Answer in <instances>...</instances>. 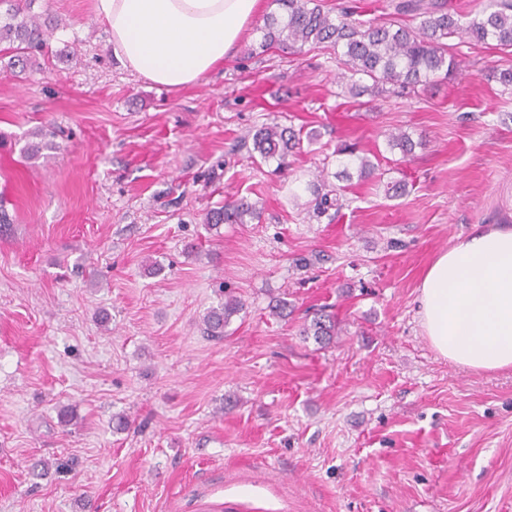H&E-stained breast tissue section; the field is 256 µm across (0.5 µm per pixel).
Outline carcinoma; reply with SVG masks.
<instances>
[{
    "label": "carcinoma",
    "mask_w": 512,
    "mask_h": 512,
    "mask_svg": "<svg viewBox=\"0 0 512 512\" xmlns=\"http://www.w3.org/2000/svg\"><path fill=\"white\" fill-rule=\"evenodd\" d=\"M8 4L0 21V58L24 73L37 65L48 38L60 29L55 18L44 19L32 13L35 0H0ZM283 10L266 17L263 39L298 52L307 44H327L336 49V62L348 73L347 93L357 99L365 94L416 92L428 85L440 72L460 70L461 63L450 53L448 40L492 41L501 49H512V0H490L481 14L464 23L448 0H399L387 21L375 23L357 18L352 5L337 9L336 15L323 9L320 0H273ZM410 17L414 24L405 23ZM300 134L277 122L265 124L253 134V151L264 160L275 159L278 166L300 148ZM387 144L405 156L412 154L415 143L402 131H391ZM54 133L45 128L31 132L20 153L30 163L50 159L57 152ZM343 171L355 167L359 177L369 179L376 166L358 154L353 144L336 150ZM256 204L244 199H227L224 205L207 211L209 228L222 224H247L258 218ZM243 309L235 296L224 297V304L207 311L203 317L210 336L224 335L229 318ZM303 333L319 343H328L336 335L335 319L323 312L313 316Z\"/></svg>",
    "instance_id": "cac0c4a2"
}]
</instances>
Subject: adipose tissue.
<instances>
[{
  "mask_svg": "<svg viewBox=\"0 0 512 512\" xmlns=\"http://www.w3.org/2000/svg\"><path fill=\"white\" fill-rule=\"evenodd\" d=\"M263 0H93L112 54L143 80L177 90L223 64ZM421 321L433 347L476 371L512 367V227L460 239L420 285Z\"/></svg>",
  "mask_w": 512,
  "mask_h": 512,
  "instance_id": "adipose-tissue-1",
  "label": "adipose tissue"
}]
</instances>
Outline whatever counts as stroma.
<instances>
[{"mask_svg": "<svg viewBox=\"0 0 512 512\" xmlns=\"http://www.w3.org/2000/svg\"><path fill=\"white\" fill-rule=\"evenodd\" d=\"M33 11L66 26L33 71L0 62V512H512V368L450 362L419 315L437 255L512 227V54L474 42L455 76L356 104L332 49L259 21L170 91L113 57L92 0ZM273 119L315 135L284 170L251 153ZM43 126L59 149L27 163ZM345 142L378 177L336 179ZM318 178L340 209L315 214ZM229 196L259 219L208 228ZM243 303L236 296H225L224 304L211 308L203 317L205 330L210 336H223L224 326L229 321V318L241 311ZM311 332L317 342L328 343L337 334L336 321L323 312L315 313L310 324L303 329V333L307 336L311 335Z\"/></svg>", "mask_w": 512, "mask_h": 512, "instance_id": "35a3bbf8", "label": "stroma"}]
</instances>
